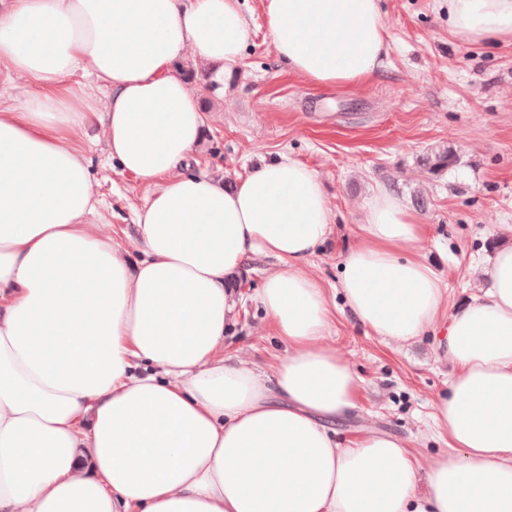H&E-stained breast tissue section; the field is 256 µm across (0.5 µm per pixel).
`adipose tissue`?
<instances>
[{"label": "adipose tissue", "instance_id": "1", "mask_svg": "<svg viewBox=\"0 0 512 512\" xmlns=\"http://www.w3.org/2000/svg\"><path fill=\"white\" fill-rule=\"evenodd\" d=\"M265 15L277 59L315 84L362 83L387 54L381 0H265ZM448 29L512 39V0H448ZM249 38L240 0H0V82L17 86L0 97V512H512V246L449 316L456 372L433 423L456 455L422 470L389 434L337 442L359 378L325 344L328 294L305 270L333 221L319 176L286 156L231 189L187 170L205 121L174 66L193 55L223 84ZM94 123L153 185L137 260L100 232L67 137ZM423 231L379 189L343 258L347 309L385 339L444 306L409 251ZM258 253L279 268L255 300L288 345L270 374L224 358Z\"/></svg>", "mask_w": 512, "mask_h": 512}]
</instances>
